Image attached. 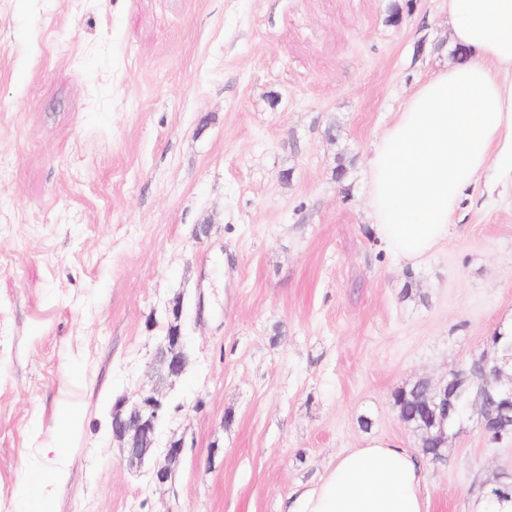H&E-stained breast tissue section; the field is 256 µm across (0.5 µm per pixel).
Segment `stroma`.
I'll return each mask as SVG.
<instances>
[{"label": "stroma", "mask_w": 512, "mask_h": 512, "mask_svg": "<svg viewBox=\"0 0 512 512\" xmlns=\"http://www.w3.org/2000/svg\"><path fill=\"white\" fill-rule=\"evenodd\" d=\"M447 27L443 0H0V512H282L367 439L419 453L393 391L512 321L511 185L481 175L417 267L367 216V155ZM143 389L186 440L164 485L162 451L112 439ZM424 470L430 512H475L512 440L464 421ZM171 314L178 324L176 333L174 336H167L159 343L157 352L153 356V365L167 377L176 379L182 376L187 365L186 336L188 335L185 334L182 322L183 304L180 299L176 298L173 301Z\"/></svg>", "instance_id": "35a3bbf8"}]
</instances>
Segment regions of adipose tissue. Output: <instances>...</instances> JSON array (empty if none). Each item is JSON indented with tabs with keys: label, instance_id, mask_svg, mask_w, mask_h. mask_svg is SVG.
<instances>
[{
	"label": "adipose tissue",
	"instance_id": "1",
	"mask_svg": "<svg viewBox=\"0 0 512 512\" xmlns=\"http://www.w3.org/2000/svg\"><path fill=\"white\" fill-rule=\"evenodd\" d=\"M449 44L466 51L419 83L367 158V206L380 243L415 266L452 236L478 177L512 183V0H446ZM421 460L384 440L339 455L284 512H429Z\"/></svg>",
	"mask_w": 512,
	"mask_h": 512
}]
</instances>
